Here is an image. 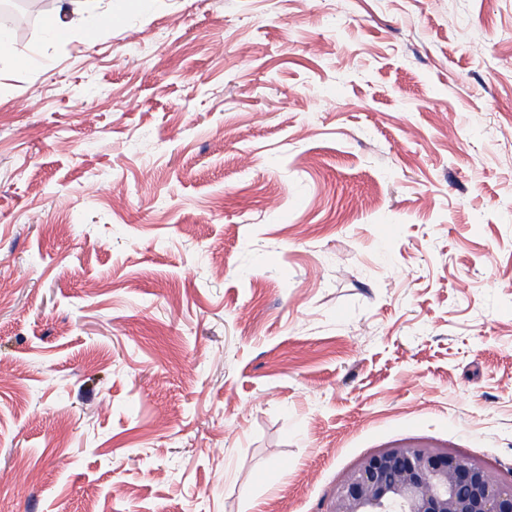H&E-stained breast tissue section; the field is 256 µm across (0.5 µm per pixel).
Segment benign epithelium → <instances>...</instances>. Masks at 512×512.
<instances>
[{"instance_id":"7a95c632","label":"benign epithelium","mask_w":512,"mask_h":512,"mask_svg":"<svg viewBox=\"0 0 512 512\" xmlns=\"http://www.w3.org/2000/svg\"><path fill=\"white\" fill-rule=\"evenodd\" d=\"M329 512H512V479L446 448H384L344 476Z\"/></svg>"}]
</instances>
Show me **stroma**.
<instances>
[{"instance_id":"1","label":"stroma","mask_w":512,"mask_h":512,"mask_svg":"<svg viewBox=\"0 0 512 512\" xmlns=\"http://www.w3.org/2000/svg\"><path fill=\"white\" fill-rule=\"evenodd\" d=\"M57 8L0 61V512L512 475V0Z\"/></svg>"}]
</instances>
